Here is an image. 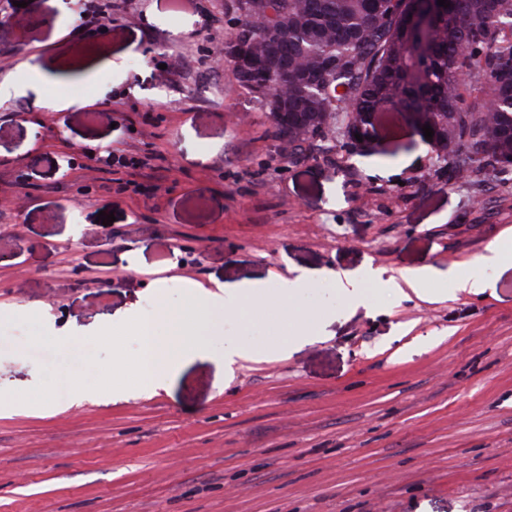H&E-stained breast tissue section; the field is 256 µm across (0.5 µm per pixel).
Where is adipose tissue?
<instances>
[{"instance_id":"obj_1","label":"adipose tissue","mask_w":512,"mask_h":512,"mask_svg":"<svg viewBox=\"0 0 512 512\" xmlns=\"http://www.w3.org/2000/svg\"><path fill=\"white\" fill-rule=\"evenodd\" d=\"M512 263V238L507 237L487 248L485 254L471 263L455 278L458 290L471 294L482 293L489 283L485 272L489 267ZM440 273L430 266L401 272L399 277L383 278L373 271L367 279H353L337 273L329 278L336 285V294L342 304L350 307H369L376 303L380 289H388L396 296L413 292L417 297L429 298L428 285ZM312 277L300 273L294 277L279 278L275 285L263 282L224 283L216 290L196 289L187 296L178 313H170L165 304H158L153 317L139 320L135 332L140 342L133 358L120 357L112 364L115 374H136L148 384H156L182 359L206 351L203 339L207 327L220 316L240 318L250 313L258 317H273L289 327L277 344L279 352L310 343L320 336V329L307 313L294 308V301L311 284ZM174 329L173 335L158 333L161 325Z\"/></svg>"}]
</instances>
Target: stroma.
Returning a JSON list of instances; mask_svg holds the SVG:
<instances>
[{"label":"stroma","instance_id":"1","mask_svg":"<svg viewBox=\"0 0 512 512\" xmlns=\"http://www.w3.org/2000/svg\"><path fill=\"white\" fill-rule=\"evenodd\" d=\"M79 11L0 13V396L21 400L0 408V512H512V264L372 309L320 276L460 270L512 232V180L448 175L399 120L288 155L214 66L232 0H129L100 34ZM30 65L42 97L3 94ZM126 143L159 155L135 193L87 161ZM302 270L320 340L229 379L225 342L284 330L220 319L160 387L113 377L158 300Z\"/></svg>","mask_w":512,"mask_h":512}]
</instances>
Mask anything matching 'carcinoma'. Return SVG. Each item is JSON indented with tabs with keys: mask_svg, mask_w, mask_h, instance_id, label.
<instances>
[{
	"mask_svg": "<svg viewBox=\"0 0 512 512\" xmlns=\"http://www.w3.org/2000/svg\"><path fill=\"white\" fill-rule=\"evenodd\" d=\"M234 0L241 25L226 48L249 40L263 66L233 68L269 109L290 154L347 129L352 112L397 108L434 131L429 144L452 171L512 157V0H447L427 53L410 28L415 0ZM288 63L283 79L281 63ZM303 113L296 134L270 96Z\"/></svg>",
	"mask_w": 512,
	"mask_h": 512,
	"instance_id": "carcinoma-1",
	"label": "carcinoma"
}]
</instances>
